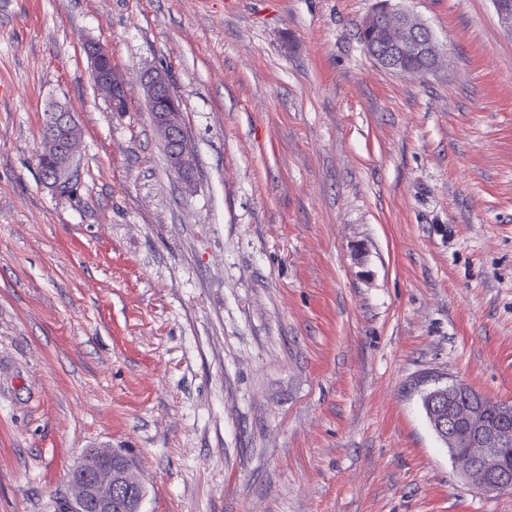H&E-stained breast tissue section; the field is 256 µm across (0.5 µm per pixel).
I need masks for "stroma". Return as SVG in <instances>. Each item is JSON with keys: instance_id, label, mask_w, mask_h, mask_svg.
Returning <instances> with one entry per match:
<instances>
[{"instance_id": "1", "label": "stroma", "mask_w": 512, "mask_h": 512, "mask_svg": "<svg viewBox=\"0 0 512 512\" xmlns=\"http://www.w3.org/2000/svg\"><path fill=\"white\" fill-rule=\"evenodd\" d=\"M391 2L436 71L369 57L378 0H0V512H55L89 448L134 458L142 512H512L421 405L439 379L512 404V31ZM54 104L75 199L39 176ZM85 51L92 61V78L100 93L111 106L117 105L121 100L124 101V87L112 77V69L103 65L105 61L112 62L108 50L97 42L88 41L85 44ZM149 107L157 131L171 151V169L182 180L190 179L196 161L187 147L184 126L166 76L153 71L143 78Z\"/></svg>"}]
</instances>
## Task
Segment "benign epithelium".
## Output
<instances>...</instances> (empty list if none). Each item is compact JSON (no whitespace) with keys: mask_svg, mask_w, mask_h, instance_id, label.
Returning a JSON list of instances; mask_svg holds the SVG:
<instances>
[{"mask_svg":"<svg viewBox=\"0 0 512 512\" xmlns=\"http://www.w3.org/2000/svg\"><path fill=\"white\" fill-rule=\"evenodd\" d=\"M365 25L378 32L392 34L384 50L374 58L385 69L397 75L426 74L428 70L411 68L406 58H428L439 61L434 38L422 37L427 26L406 10L385 6L372 13ZM92 61L95 86L112 105L125 99L126 91L104 66L111 60L107 49L97 42L85 44ZM149 107L157 131L171 151V169L182 180L190 179L196 161L187 147L184 126L175 97L166 76L153 71L143 78ZM76 123L75 113L61 106L48 113L47 128L37 157L51 155L50 169L41 176L43 185L54 194L77 197L82 188L77 143L72 135ZM448 436L462 439L464 448H451L449 452L467 482L482 490H509L512 488V419L503 418L490 425L478 414L463 418L448 409ZM113 454H96L89 462H80L69 475L70 495L66 512H113V499L127 494L144 500V485L136 466L130 464L120 470L112 467Z\"/></svg>","mask_w":512,"mask_h":512,"instance_id":"1","label":"benign epithelium"}]
</instances>
